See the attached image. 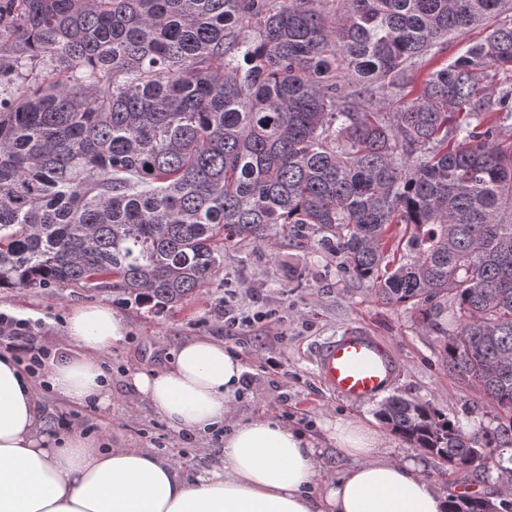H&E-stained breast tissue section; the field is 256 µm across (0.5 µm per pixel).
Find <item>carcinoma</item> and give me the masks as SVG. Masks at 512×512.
<instances>
[{
	"mask_svg": "<svg viewBox=\"0 0 512 512\" xmlns=\"http://www.w3.org/2000/svg\"><path fill=\"white\" fill-rule=\"evenodd\" d=\"M325 2L0 0V86L52 64L0 97V288L173 308L236 240L308 229L412 313L511 446L512 0ZM379 414L457 472L484 456L427 402ZM450 512H512V483ZM490 24L492 21L483 26L469 29L464 34L448 36V43L443 46L437 61L440 64L449 63L464 54L473 43L483 40L487 36L492 29V27L488 28Z\"/></svg>",
	"mask_w": 512,
	"mask_h": 512,
	"instance_id": "obj_1",
	"label": "carcinoma"
}]
</instances>
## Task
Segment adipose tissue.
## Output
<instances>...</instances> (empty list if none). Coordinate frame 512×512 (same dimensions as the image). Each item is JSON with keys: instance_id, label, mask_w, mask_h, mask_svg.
<instances>
[{"instance_id": "adipose-tissue-1", "label": "adipose tissue", "mask_w": 512, "mask_h": 512, "mask_svg": "<svg viewBox=\"0 0 512 512\" xmlns=\"http://www.w3.org/2000/svg\"><path fill=\"white\" fill-rule=\"evenodd\" d=\"M67 355L46 378L73 406H107L110 377L99 356L127 329L110 307L72 310ZM246 367L223 343L183 342L167 367L128 373L126 382L174 430L222 431L218 463L193 476L149 448L103 446L70 430L47 433L33 377L0 351V512H449L453 497L414 464L383 458V434L339 419L327 439L352 465L335 480L319 472L321 451L271 416L234 418Z\"/></svg>"}]
</instances>
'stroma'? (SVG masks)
Listing matches in <instances>:
<instances>
[{"label": "stroma", "instance_id": "1", "mask_svg": "<svg viewBox=\"0 0 512 512\" xmlns=\"http://www.w3.org/2000/svg\"><path fill=\"white\" fill-rule=\"evenodd\" d=\"M225 301L252 324L225 335L224 321L214 306ZM101 303L112 307L128 327L127 339L102 357L112 373L108 408L90 403L65 404L45 386H38L39 407L47 432L74 430L110 438L113 444L153 448L181 471L194 473L218 460V441L172 430L147 401L131 391L127 372L163 368L173 349L195 336H210L244 358L258 379L235 406L236 418L247 420L274 413L292 427L323 438L326 422L356 420L385 434L398 461H414L423 477L434 480L457 498L496 500L512 481L507 466L512 447H488L486 437L498 425L495 411L482 392L460 383L442 367L432 337L413 324L405 307L383 303L372 283L350 276L334 252L321 249L310 237L244 240L228 249L210 284L175 308L155 310L121 292L87 288H0V312L28 323L50 355L62 353L63 319L73 309ZM366 328L386 342L401 367L392 393L427 401L442 415L459 422L485 456L473 476L462 478L450 466L414 448L379 415L380 400L351 402L331 395L319 383L313 366L315 346L346 326ZM281 360L278 373L264 370L267 357Z\"/></svg>", "mask_w": 512, "mask_h": 512}]
</instances>
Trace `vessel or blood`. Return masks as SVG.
<instances>
[{"label": "vessel or blood", "instance_id": "obj_1", "mask_svg": "<svg viewBox=\"0 0 512 512\" xmlns=\"http://www.w3.org/2000/svg\"><path fill=\"white\" fill-rule=\"evenodd\" d=\"M313 362L328 391L354 401L388 391L398 371L395 352L360 326L345 327L318 344Z\"/></svg>", "mask_w": 512, "mask_h": 512}]
</instances>
